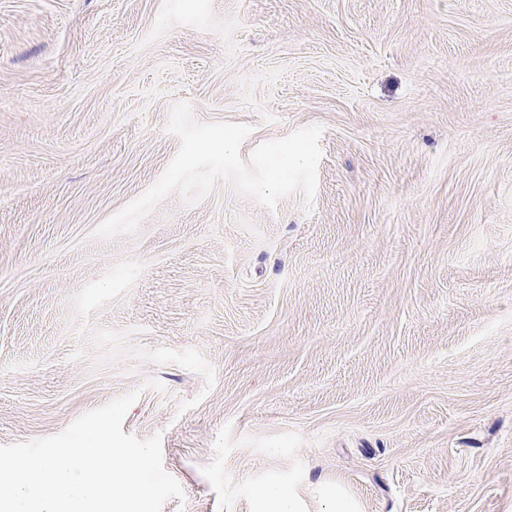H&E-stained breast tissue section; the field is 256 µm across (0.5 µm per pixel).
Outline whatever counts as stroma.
I'll list each match as a JSON object with an SVG mask.
<instances>
[{
	"label": "stroma",
	"mask_w": 512,
	"mask_h": 512,
	"mask_svg": "<svg viewBox=\"0 0 512 512\" xmlns=\"http://www.w3.org/2000/svg\"><path fill=\"white\" fill-rule=\"evenodd\" d=\"M178 103L321 126L313 206L98 237ZM136 389L162 512H512V0H0V445Z\"/></svg>",
	"instance_id": "35a3bbf8"
}]
</instances>
